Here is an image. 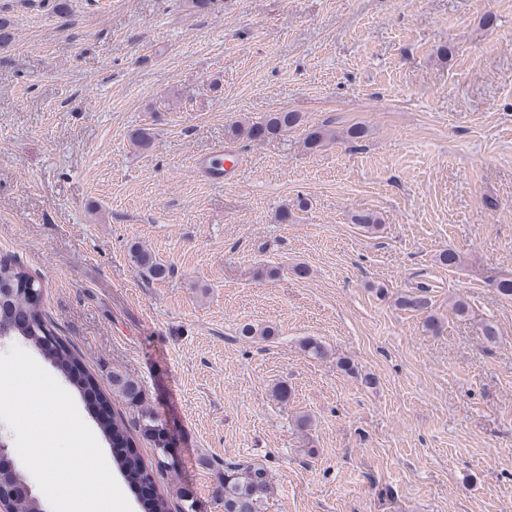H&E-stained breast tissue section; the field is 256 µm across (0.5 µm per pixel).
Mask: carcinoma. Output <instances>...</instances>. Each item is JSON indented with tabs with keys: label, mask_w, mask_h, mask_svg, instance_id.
<instances>
[{
	"label": "carcinoma",
	"mask_w": 512,
	"mask_h": 512,
	"mask_svg": "<svg viewBox=\"0 0 512 512\" xmlns=\"http://www.w3.org/2000/svg\"><path fill=\"white\" fill-rule=\"evenodd\" d=\"M300 121L297 112H274L261 123L245 128L230 126V137L263 140L298 126ZM135 260L154 279H163L170 273L165 265L144 250L136 252ZM30 288L39 290L41 285L14 256L0 254V336L21 339L37 350L80 396H95L96 403H86V409L99 414L98 426L104 438L112 443V461L116 467L123 473L132 471V484L147 491L146 499L142 501L143 512H171L168 496L156 491L158 469L174 467L164 435L166 425L144 400L140 383L114 370L112 395L105 394L100 380L85 369L74 346L58 335L40 302L29 297ZM398 304L412 311L430 308L429 298L422 289L400 297ZM114 398L137 409L136 423L126 422L118 410L99 413V408L111 405ZM141 438L153 443L155 462L147 464L142 459L138 451ZM273 493V484L263 465L243 460L224 462V512H265ZM1 502L8 505L11 512H44L41 499L33 493L27 478L8 452H0Z\"/></svg>",
	"instance_id": "1"
}]
</instances>
